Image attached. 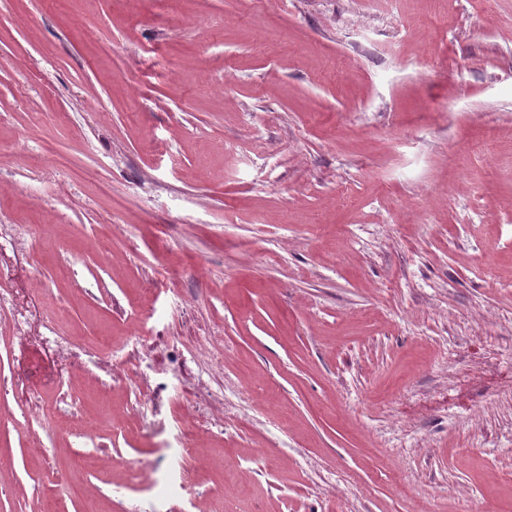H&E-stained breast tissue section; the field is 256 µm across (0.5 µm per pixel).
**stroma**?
I'll use <instances>...</instances> for the list:
<instances>
[{
    "label": "stroma",
    "mask_w": 512,
    "mask_h": 512,
    "mask_svg": "<svg viewBox=\"0 0 512 512\" xmlns=\"http://www.w3.org/2000/svg\"><path fill=\"white\" fill-rule=\"evenodd\" d=\"M0 222L69 335L222 327L223 512H512V0H0ZM138 368L162 407L115 386L106 443L146 465L187 389ZM43 443L0 425V512L157 494Z\"/></svg>",
    "instance_id": "1"
}]
</instances>
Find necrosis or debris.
Here are the masks:
<instances>
[{
    "instance_id": "obj_1",
    "label": "necrosis or debris",
    "mask_w": 512,
    "mask_h": 512,
    "mask_svg": "<svg viewBox=\"0 0 512 512\" xmlns=\"http://www.w3.org/2000/svg\"><path fill=\"white\" fill-rule=\"evenodd\" d=\"M33 224H0V331L13 340L14 357L0 371V409L16 408L30 425L57 437L71 434L81 414L78 379L88 378L105 392L126 378V364L114 359L111 341H78L59 325L60 308L46 286L18 273L14 262L28 259L24 245L36 234ZM222 395L210 385L198 386L179 418L182 438L178 453L180 471L165 480L151 512H177L183 500L201 502L219 495L216 486L198 477L202 460L195 446L199 435L221 428Z\"/></svg>"
}]
</instances>
